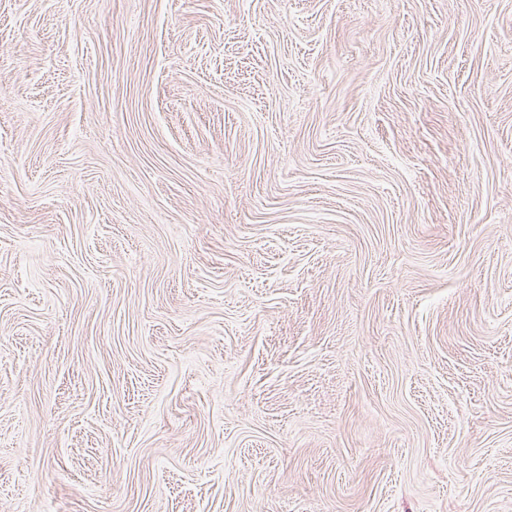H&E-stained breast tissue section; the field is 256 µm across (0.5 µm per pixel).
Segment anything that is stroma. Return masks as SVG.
Wrapping results in <instances>:
<instances>
[{
	"mask_svg": "<svg viewBox=\"0 0 512 512\" xmlns=\"http://www.w3.org/2000/svg\"><path fill=\"white\" fill-rule=\"evenodd\" d=\"M0 512H512V0H0Z\"/></svg>",
	"mask_w": 512,
	"mask_h": 512,
	"instance_id": "obj_1",
	"label": "stroma"
}]
</instances>
